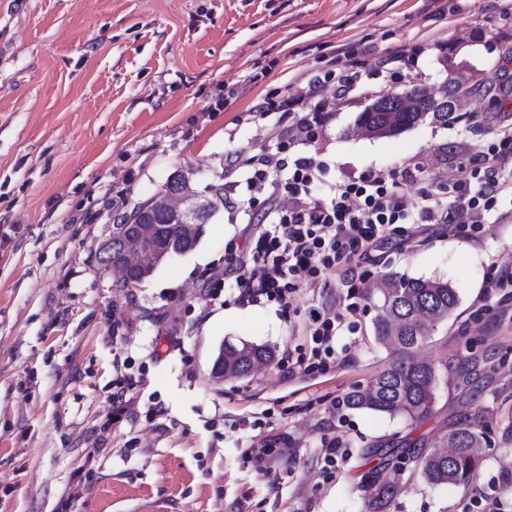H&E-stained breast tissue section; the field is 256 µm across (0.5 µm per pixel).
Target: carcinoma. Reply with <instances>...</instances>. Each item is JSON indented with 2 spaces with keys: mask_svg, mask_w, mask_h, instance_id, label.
Masks as SVG:
<instances>
[{
  "mask_svg": "<svg viewBox=\"0 0 512 512\" xmlns=\"http://www.w3.org/2000/svg\"><path fill=\"white\" fill-rule=\"evenodd\" d=\"M401 97L415 99L418 108L413 111L361 112L357 124L371 131L372 137L385 138L397 136L423 122L447 126L458 120L450 98L436 106L417 86L402 92ZM173 182L181 184L187 196L193 198L195 218L184 216L179 219L162 200L152 198L113 225L112 239H120L125 225L137 223L147 211L154 221V232L145 247L150 248L154 242L161 241L173 252L192 250L204 231L203 224L224 207V184L211 185L210 196L202 199L185 175L178 174ZM155 270L156 267L150 265L130 269L122 287L141 283ZM380 281L381 287L376 289L373 301L376 309L374 333L378 342L391 348L393 359L374 376L368 388L354 387L344 399L352 409L419 421L432 412L438 366L434 361L418 358L417 351L430 331L448 323L458 305L457 294L448 282L436 278L386 273L380 276ZM274 358L275 351L268 345L249 341L226 342L215 359L214 375L226 380L242 379L253 373L254 366L269 364ZM483 435L482 415L466 416L448 429L440 444L422 446L414 455L415 462L433 484L466 487L473 482L481 461L479 448Z\"/></svg>",
  "mask_w": 512,
  "mask_h": 512,
  "instance_id": "cac0c4a2",
  "label": "carcinoma"
}]
</instances>
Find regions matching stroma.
<instances>
[{
  "label": "stroma",
  "mask_w": 512,
  "mask_h": 512,
  "mask_svg": "<svg viewBox=\"0 0 512 512\" xmlns=\"http://www.w3.org/2000/svg\"><path fill=\"white\" fill-rule=\"evenodd\" d=\"M0 0V512H484L512 508V299L480 320L490 265L512 267V223L479 241L442 229L385 247L374 274L438 278L457 292L447 325L421 358L447 360L431 415L418 423L330 403L391 361L362 300L351 347L328 375L286 377L272 363L250 377L211 374L224 341L306 347L310 293L286 318L246 305L234 278L215 296L242 225L219 212L196 247L125 288L96 257L121 216L188 173L199 195L233 182L275 150L291 118L253 116L262 98L295 91L357 43L362 68L402 46L416 62L399 81L367 80L337 100L318 158L342 173L421 164L424 180L487 144L512 106L490 80L512 47V0ZM464 81L472 121L420 124L392 138L356 133L384 93ZM476 354L470 385L458 359ZM132 386L135 411L112 413ZM486 410L483 463L466 487L431 484L412 456L459 415ZM346 462L324 469L321 440ZM266 442L258 458L253 440ZM394 483L379 499L373 481Z\"/></svg>",
  "instance_id": "1"
}]
</instances>
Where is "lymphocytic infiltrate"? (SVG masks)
<instances>
[{
  "instance_id": "lymphocytic-infiltrate-1",
  "label": "lymphocytic infiltrate",
  "mask_w": 512,
  "mask_h": 512,
  "mask_svg": "<svg viewBox=\"0 0 512 512\" xmlns=\"http://www.w3.org/2000/svg\"><path fill=\"white\" fill-rule=\"evenodd\" d=\"M361 75L341 65L307 77L301 91L262 99L256 115L287 112L293 121L277 129L276 151L249 160L242 198L224 187V208L242 223H258L240 255L226 267L246 303H277L291 313L297 295L317 289L305 321L309 355L285 351L279 364L288 375L323 372L336 361V340L351 330L367 281L372 251L412 225L414 236L439 224L449 236L481 240L489 225L512 223V127L496 129L489 143L468 156L466 177L449 171L414 204L404 188L417 166L399 171L367 170L323 181V164L312 157L333 110L332 98L355 92Z\"/></svg>"
}]
</instances>
